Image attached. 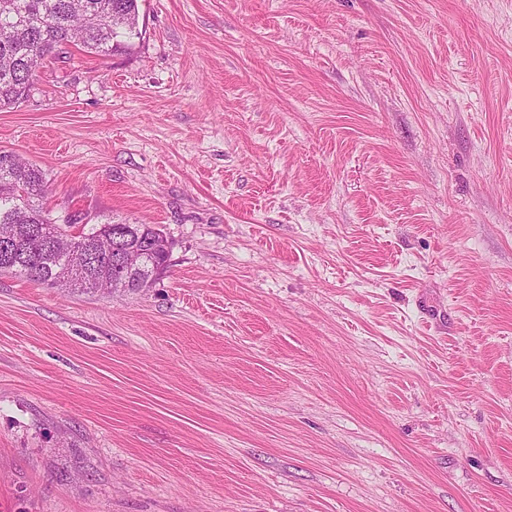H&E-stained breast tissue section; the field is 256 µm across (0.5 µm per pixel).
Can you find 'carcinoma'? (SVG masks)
<instances>
[{"label":"carcinoma","instance_id":"carcinoma-1","mask_svg":"<svg viewBox=\"0 0 512 512\" xmlns=\"http://www.w3.org/2000/svg\"><path fill=\"white\" fill-rule=\"evenodd\" d=\"M139 20V0H0V110L20 104L38 68L71 44L100 56L130 48L142 35ZM46 193L39 168L19 159L11 169L0 166V224L10 225L25 256L8 266L0 262L1 275L85 294H136L151 287L167 268L169 250L163 231L154 224H135L126 243L144 248L143 267L135 278L126 275L112 264V256L97 250V238L112 234L114 224L107 222L83 228L85 276L72 279L58 272L68 257L44 250L26 231L28 225L42 223L48 211L43 202Z\"/></svg>","mask_w":512,"mask_h":512}]
</instances>
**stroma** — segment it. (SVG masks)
<instances>
[{
  "label": "stroma",
  "mask_w": 512,
  "mask_h": 512,
  "mask_svg": "<svg viewBox=\"0 0 512 512\" xmlns=\"http://www.w3.org/2000/svg\"><path fill=\"white\" fill-rule=\"evenodd\" d=\"M0 112L137 294L0 275V512H512V0H141Z\"/></svg>",
  "instance_id": "obj_1"
}]
</instances>
